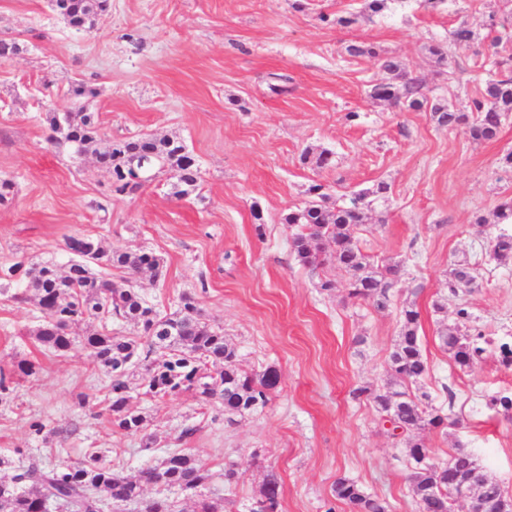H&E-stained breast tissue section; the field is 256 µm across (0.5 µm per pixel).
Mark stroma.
Wrapping results in <instances>:
<instances>
[{"instance_id":"stroma-1","label":"stroma","mask_w":512,"mask_h":512,"mask_svg":"<svg viewBox=\"0 0 512 512\" xmlns=\"http://www.w3.org/2000/svg\"><path fill=\"white\" fill-rule=\"evenodd\" d=\"M94 29L70 27L49 0H0V39L20 51L0 59V180L16 195L0 205V269L22 261L66 268L65 239L85 235L108 248L162 257L160 277L137 276L140 294L172 313L192 294L206 322L223 329L241 367H275L280 385L263 411L229 423L222 408L183 391L159 400L139 395L131 408L156 437L113 432L104 403L108 382L92 370L82 337L96 321L72 328L66 352L42 346L43 317L32 290L0 287V471L32 460L54 467L98 454L122 475L183 451L212 472L205 496L224 512H248L268 473L281 485V512H327L337 478L386 499L391 512H416L406 466L408 439L392 438L371 403L351 397L393 378L389 355L399 310L421 313L419 336L429 365L420 382L450 424L417 438L438 460L471 454L512 497V421L489 409L488 396L512 389V371L494 354L460 368L441 344L466 306L486 335L512 336V266L490 256V241L512 233L493 221L512 198V114L496 141L474 142L465 128L438 127L429 112L371 98L386 81L377 55L398 57L428 96L469 111L487 77L491 53L512 54V30L496 38L490 15L502 0H387L382 12L364 0H109ZM467 22L476 38L455 45ZM375 48L352 55L348 48ZM442 47L437 62L430 46ZM72 82L94 88L84 104L101 129L97 150L139 134L185 145L200 167L199 188L176 194L173 172L113 192L94 153L72 157L50 144L49 111L70 108ZM330 152L320 168L317 155ZM323 184L329 206L386 185L353 236L371 263H400L392 302L379 310L348 295L350 275L336 265L312 270L292 249L290 210ZM469 260L474 288L458 296L446 282L454 262ZM331 289H322L323 281ZM447 313L434 312L438 298ZM37 362L21 379L17 364ZM88 396L91 405L78 404ZM43 426L34 433L33 423ZM240 474L224 486V470Z\"/></svg>"}]
</instances>
